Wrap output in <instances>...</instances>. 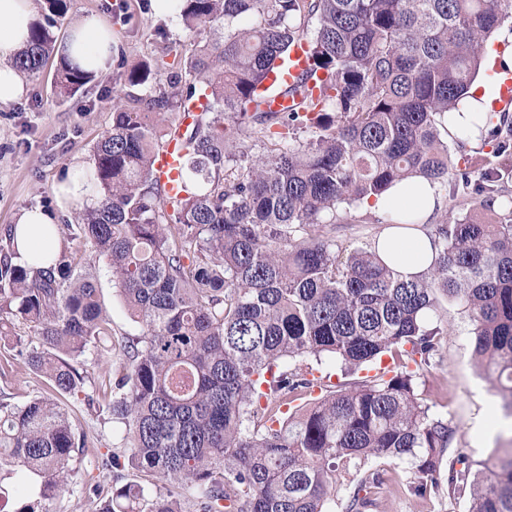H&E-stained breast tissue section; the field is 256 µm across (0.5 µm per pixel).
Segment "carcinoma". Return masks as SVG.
I'll list each match as a JSON object with an SVG mask.
<instances>
[{
  "instance_id": "1",
  "label": "carcinoma",
  "mask_w": 512,
  "mask_h": 512,
  "mask_svg": "<svg viewBox=\"0 0 512 512\" xmlns=\"http://www.w3.org/2000/svg\"><path fill=\"white\" fill-rule=\"evenodd\" d=\"M44 3L15 61L32 78L68 10ZM181 18L193 49L169 77L178 92L146 61L119 64L112 126L86 175L99 203L64 225L72 248L35 270L13 234L0 239V343L47 388L22 405L0 398V469L38 484L12 512H49L74 473L86 440L64 400L89 382L74 360L97 347L120 357L102 411L124 425L128 448L127 463L113 453L102 465L163 484L115 485L97 512H329L347 471L343 512H369L397 462L417 498L467 493L469 512H512V440L472 472L454 448L459 427L417 389L447 335L446 296L512 419V220L492 205L512 165L486 169L484 199L435 225L436 258L418 279L326 231L395 181L421 175L448 190L443 117L512 3L181 0ZM219 25L222 41L203 37ZM300 37L309 65L291 94L303 111L265 110L258 89ZM92 77L60 54V97ZM203 92L209 106L184 132V197L169 207L153 167L177 130L165 116ZM84 259L105 262L140 336L101 343L112 328ZM305 356L377 374L333 384L284 365Z\"/></svg>"
}]
</instances>
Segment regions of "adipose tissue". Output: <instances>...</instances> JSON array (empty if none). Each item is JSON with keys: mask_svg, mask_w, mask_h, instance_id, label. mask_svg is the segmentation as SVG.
Masks as SVG:
<instances>
[{"mask_svg": "<svg viewBox=\"0 0 512 512\" xmlns=\"http://www.w3.org/2000/svg\"><path fill=\"white\" fill-rule=\"evenodd\" d=\"M38 18L37 0H0V105L18 100L25 83L14 65L18 52L26 45L32 25ZM116 40L111 28L94 15L77 20L64 43L82 69L98 71L113 54ZM488 65L492 74L474 81L456 109L448 113L445 124L450 138L474 143L479 128L493 117L501 87L512 76V33L502 32L496 49L490 50ZM365 207L378 213L415 212L419 227L408 232L389 228L376 242L380 257L403 278L422 274L435 257L433 242L425 232L442 207L435 187L426 179L412 177L395 183L390 189L366 199ZM18 254L32 268L53 264L58 251L54 222L42 208L23 210L15 223Z\"/></svg>", "mask_w": 512, "mask_h": 512, "instance_id": "1", "label": "adipose tissue"}]
</instances>
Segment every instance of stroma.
<instances>
[{
    "label": "stroma",
    "instance_id": "1",
    "mask_svg": "<svg viewBox=\"0 0 512 512\" xmlns=\"http://www.w3.org/2000/svg\"><path fill=\"white\" fill-rule=\"evenodd\" d=\"M110 0H68V11L54 31L63 40L69 27L81 16L94 13L103 18L118 39L125 60L154 58L161 41L183 47L191 36L180 19L155 13L152 0H126L129 18L117 19ZM54 63H47L39 78H26L21 98L0 106V238L15 223L20 212L31 206L48 210L56 223L71 222L74 209H60L54 194L78 163H89L91 148L112 125L113 97L119 88L117 63H110L87 85L85 92L63 100L54 90ZM392 218L352 207L345 223L335 230L337 243L348 248L370 247ZM101 301L113 337H134L142 328L133 322L118 289L107 271L99 273ZM448 334L439 355L425 368L419 381L428 402L441 416L451 419L463 435L460 451L473 464H481L495 452L494 436L473 431L476 420L495 421L497 396L492 383L480 377L471 360L469 321L454 304L443 313ZM9 346H0V390L20 404L43 393L44 380L24 364L13 362ZM67 407L79 432L87 438L77 473L63 492L49 503L50 512H95L94 497H107L114 485L112 473L103 469L101 457L123 451V428L90 408L84 394L69 397ZM463 497L423 500L403 491L400 484L384 486L372 512H467Z\"/></svg>",
    "mask_w": 512,
    "mask_h": 512
}]
</instances>
